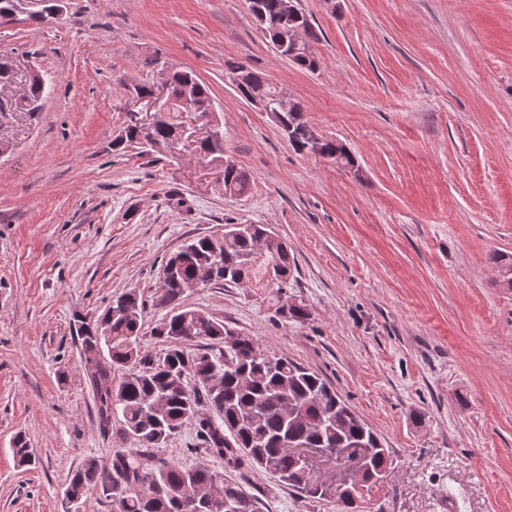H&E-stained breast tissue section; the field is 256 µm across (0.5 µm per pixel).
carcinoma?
<instances>
[{
	"label": "carcinoma",
	"instance_id": "cac0c4a2",
	"mask_svg": "<svg viewBox=\"0 0 512 512\" xmlns=\"http://www.w3.org/2000/svg\"><path fill=\"white\" fill-rule=\"evenodd\" d=\"M255 18H265L263 27L270 43L279 36V0H255ZM233 85L247 99L260 98L279 114L278 127L297 153H311L345 166L354 160L344 146L322 138L301 119L300 105L278 91L269 78L249 70L237 79L242 66L227 64ZM168 100L172 110L143 136L136 124L127 125L125 136L113 141L121 151L131 143L172 142L180 136L176 113L183 86L194 88L196 100L211 102V92L192 70H175L168 76ZM41 74L30 76L26 94L14 107L37 112L44 91ZM250 186V174L232 163L224 174V194L242 196ZM268 224H226L224 235L187 241L162 265L165 277L160 302L169 306L152 329V335L167 342L157 358L142 345L141 322L144 301L135 291L126 292L106 307L93 322H81L78 332L88 380L98 403L103 427L112 428L136 443L134 448H114L109 468L87 458L70 476L65 494L80 501L96 492L112 504V512H260L258 498L241 481L224 472L240 474L257 467L306 498L320 499L310 470L281 448L288 438L312 448H346L363 442L382 449L371 461L373 470H387L389 450L378 435L312 371L285 356L263 349L251 336L242 334L209 313L180 306L183 285L206 272L213 284H256L268 290L276 313L295 323L310 319L304 302L288 308L280 296L293 278L294 257L288 244L268 237ZM274 270L275 279L268 278ZM206 341L200 348L194 342ZM122 370L121 378L114 377ZM208 407L215 416L202 415ZM194 422L203 452L224 460L219 469L203 460L191 467L158 464L152 450L162 447L182 426ZM380 483L364 480L355 491L358 503L338 499L342 512H358L379 491Z\"/></svg>",
	"mask_w": 512,
	"mask_h": 512
}]
</instances>
